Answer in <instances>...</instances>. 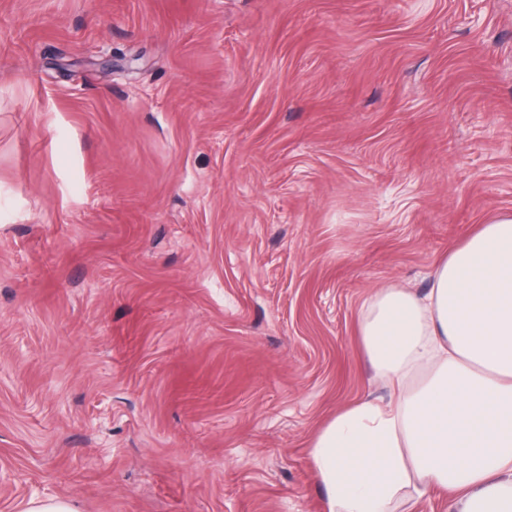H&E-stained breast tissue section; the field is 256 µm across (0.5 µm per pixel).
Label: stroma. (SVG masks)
Masks as SVG:
<instances>
[{"instance_id":"1","label":"stroma","mask_w":512,"mask_h":512,"mask_svg":"<svg viewBox=\"0 0 512 512\" xmlns=\"http://www.w3.org/2000/svg\"><path fill=\"white\" fill-rule=\"evenodd\" d=\"M512 216V0H0V512H327L359 335ZM22 512H78L75 505L65 498L46 497L44 499L31 500L25 505Z\"/></svg>"}]
</instances>
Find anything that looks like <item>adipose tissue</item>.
Returning a JSON list of instances; mask_svg holds the SVG:
<instances>
[{
	"mask_svg": "<svg viewBox=\"0 0 512 512\" xmlns=\"http://www.w3.org/2000/svg\"><path fill=\"white\" fill-rule=\"evenodd\" d=\"M360 336L391 396L310 441L328 512H392L438 487L448 512H512V217L451 249L425 293L378 289Z\"/></svg>",
	"mask_w": 512,
	"mask_h": 512,
	"instance_id": "adipose-tissue-1",
	"label": "adipose tissue"
}]
</instances>
